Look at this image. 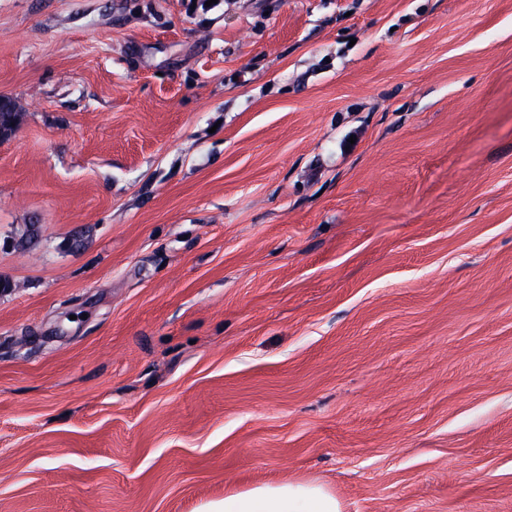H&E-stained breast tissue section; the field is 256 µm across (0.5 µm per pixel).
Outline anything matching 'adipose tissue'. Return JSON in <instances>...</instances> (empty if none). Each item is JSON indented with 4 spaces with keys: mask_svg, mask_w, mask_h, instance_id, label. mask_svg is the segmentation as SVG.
I'll return each instance as SVG.
<instances>
[{
    "mask_svg": "<svg viewBox=\"0 0 512 512\" xmlns=\"http://www.w3.org/2000/svg\"><path fill=\"white\" fill-rule=\"evenodd\" d=\"M209 512H341V506L320 486L284 483L226 494Z\"/></svg>",
    "mask_w": 512,
    "mask_h": 512,
    "instance_id": "ef3b65f1",
    "label": "adipose tissue"
}]
</instances>
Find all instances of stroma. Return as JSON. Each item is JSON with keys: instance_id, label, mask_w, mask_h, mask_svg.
<instances>
[{"instance_id": "1", "label": "stroma", "mask_w": 512, "mask_h": 512, "mask_svg": "<svg viewBox=\"0 0 512 512\" xmlns=\"http://www.w3.org/2000/svg\"><path fill=\"white\" fill-rule=\"evenodd\" d=\"M0 512H512V0H0ZM336 497L317 485H259L224 495L208 512H341Z\"/></svg>"}]
</instances>
